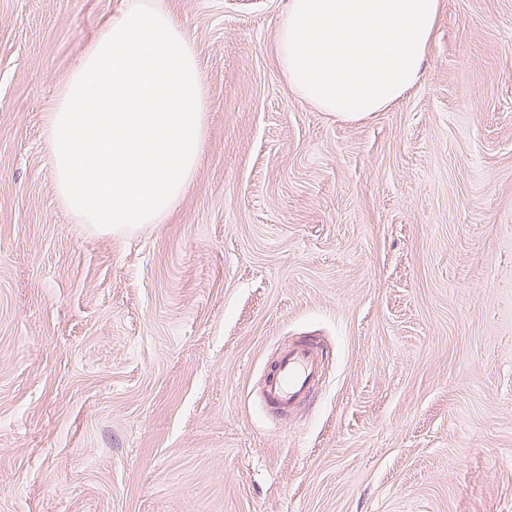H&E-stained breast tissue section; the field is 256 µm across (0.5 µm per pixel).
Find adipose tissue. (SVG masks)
<instances>
[{
	"label": "adipose tissue",
	"mask_w": 512,
	"mask_h": 512,
	"mask_svg": "<svg viewBox=\"0 0 512 512\" xmlns=\"http://www.w3.org/2000/svg\"><path fill=\"white\" fill-rule=\"evenodd\" d=\"M442 0H290L277 53L321 111L359 119L396 105L419 76Z\"/></svg>",
	"instance_id": "adipose-tissue-1"
}]
</instances>
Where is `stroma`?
I'll return each mask as SVG.
<instances>
[{
  "instance_id": "1",
  "label": "stroma",
  "mask_w": 512,
  "mask_h": 512,
  "mask_svg": "<svg viewBox=\"0 0 512 512\" xmlns=\"http://www.w3.org/2000/svg\"><path fill=\"white\" fill-rule=\"evenodd\" d=\"M204 75L172 216L62 205L45 135L122 0H0V512H512V0H443L358 120L289 87V0H149ZM317 336L296 414L252 387Z\"/></svg>"
}]
</instances>
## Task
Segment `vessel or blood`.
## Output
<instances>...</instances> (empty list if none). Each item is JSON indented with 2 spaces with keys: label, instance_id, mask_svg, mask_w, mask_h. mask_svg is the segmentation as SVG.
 Instances as JSON below:
<instances>
[{
  "label": "vessel or blood",
  "instance_id": "vessel-or-blood-1",
  "mask_svg": "<svg viewBox=\"0 0 512 512\" xmlns=\"http://www.w3.org/2000/svg\"><path fill=\"white\" fill-rule=\"evenodd\" d=\"M326 349L315 340H300L281 349L264 373L259 398L267 410L282 416L303 404L324 379Z\"/></svg>",
  "mask_w": 512,
  "mask_h": 512
}]
</instances>
